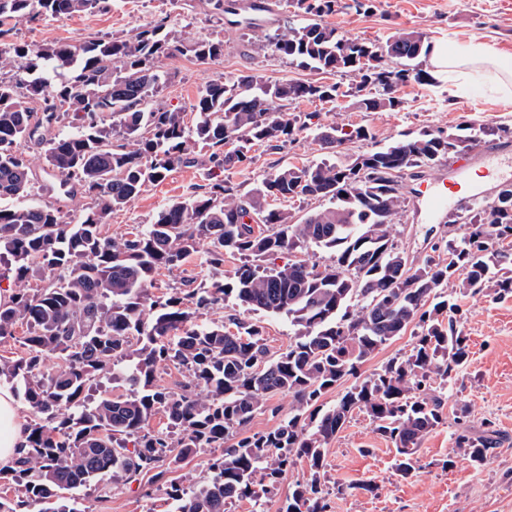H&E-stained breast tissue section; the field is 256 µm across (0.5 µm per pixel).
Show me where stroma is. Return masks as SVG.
I'll return each instance as SVG.
<instances>
[{
  "label": "stroma",
  "instance_id": "obj_1",
  "mask_svg": "<svg viewBox=\"0 0 512 512\" xmlns=\"http://www.w3.org/2000/svg\"><path fill=\"white\" fill-rule=\"evenodd\" d=\"M370 12L354 0H341L329 21L349 38L385 43L398 29L422 32L428 43L447 38L467 41L481 35L503 53L512 55V0H372ZM167 18L169 29L191 43L200 39L223 42L222 57L202 62L190 53H174L160 65L170 80L159 100L183 112L186 123H194L191 110L197 94L209 83L256 73L270 82L281 80L332 82V75L302 68L281 58L257 30L228 24L214 14L204 0H102L98 9L73 17L21 20L15 40L34 46L64 41L83 42L104 36L127 37L137 29ZM403 107L398 112H364L353 98L339 107L318 101H300L293 110L312 128L282 149L251 145L249 160L225 174L246 194L263 178L285 166H300L331 158L332 152L315 138L319 127L339 125L372 129L377 144L400 135L422 131H445L470 124L488 129L483 144L500 148V155L486 165L496 169V182H483L482 190L495 193L512 186V97H503L494 86L470 89L443 81L409 83L399 90ZM483 165V166H486ZM483 166L474 165L472 174ZM209 167L184 164L150 185L128 207L112 212L103 226L105 235L126 236L150 224L166 205L184 200L192 191L206 188ZM459 212L448 211L438 224L422 223L413 200L393 227V237L414 263L432 258L447 260L435 243L447 240L448 227L458 222ZM459 328L469 345L467 363L448 385L444 412L449 420L429 433L418 451V467L409 475L395 468V450L375 431L369 418L353 414L349 423L325 447V488L329 512H512V297L463 295ZM256 323L272 353L284 351L294 342L297 329L287 317L247 311L229 300L197 316L200 324L225 321L229 315ZM465 414L473 425L484 420L495 423L502 440L482 464L474 465L452 439L451 415ZM306 463H298L276 489L263 499L262 507L246 500L227 504L226 512H282L296 481L308 478ZM369 482L373 491L362 490ZM78 496L83 512H170L171 505L161 484L150 477L129 483L105 480L102 488L84 489Z\"/></svg>",
  "mask_w": 512,
  "mask_h": 512
}]
</instances>
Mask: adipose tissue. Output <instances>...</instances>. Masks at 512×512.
<instances>
[{
  "mask_svg": "<svg viewBox=\"0 0 512 512\" xmlns=\"http://www.w3.org/2000/svg\"><path fill=\"white\" fill-rule=\"evenodd\" d=\"M431 77L460 87L469 86L476 69L496 68L503 80L501 93L512 92V61L496 48L473 37L461 45L435 43L430 55ZM28 418L10 385L0 384V468L14 466L28 448Z\"/></svg>",
  "mask_w": 512,
  "mask_h": 512,
  "instance_id": "ef3b65f1",
  "label": "adipose tissue"
}]
</instances>
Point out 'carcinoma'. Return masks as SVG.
I'll return each instance as SVG.
<instances>
[{
    "instance_id": "cac0c4a2",
    "label": "carcinoma",
    "mask_w": 512,
    "mask_h": 512,
    "mask_svg": "<svg viewBox=\"0 0 512 512\" xmlns=\"http://www.w3.org/2000/svg\"><path fill=\"white\" fill-rule=\"evenodd\" d=\"M99 2L0 0V282L14 284L12 299L0 303V339L27 327L25 356L1 358L0 380L37 416L26 454L0 470V486L16 491L0 495V512H82L76 489L149 472L166 486L173 512H225L236 499L260 504L301 461L309 478L295 483L283 512H327L324 445L355 412L369 417L399 456V472L410 474L423 438L445 422L448 381L469 358L457 293L512 296V188L475 204L461 233L446 242V263L428 259L415 267L390 235L405 202L402 176L462 151L476 140V128L467 135H405L379 146L367 126H332L317 137L335 149L334 162L283 168L240 199L229 180L217 179L159 211L131 238L116 241L102 224L174 166L196 162L199 150L228 171L248 160L244 149L252 142L293 141L306 128L291 111L296 101L335 105L353 97L364 112L400 109L395 85L431 82L419 62L429 52L425 37L402 29L382 45L350 39L325 21L339 0H288L302 23L290 20L268 34L273 50L302 67L352 75L355 83H267L253 74L214 81L199 92L189 126L182 113L154 100L168 80L160 58L182 47L163 22L126 39L40 47L10 39L21 18L68 17ZM208 4L219 15L244 11L234 0ZM187 50L213 60L224 55V43L203 39ZM40 99L39 115L28 103ZM69 115L75 131L43 138V129ZM35 138L48 169L60 176L45 190H76L92 205L69 214L52 203L6 204L34 188L19 146ZM352 140L367 149L342 157L338 147ZM228 145L234 149L224 150ZM269 198H322L329 206L296 221L269 207ZM202 243L209 281L152 294L158 271L180 268ZM311 245L330 252V262L265 265ZM227 255L240 261L228 275ZM37 273L46 285L31 288ZM230 298L247 310L288 317L296 340L271 357L260 327L245 319L194 324L195 315ZM412 325L418 331L408 354L359 373ZM49 357L57 360L52 373L44 371ZM129 359L128 393L91 400L93 386ZM163 363L185 368L187 389L155 384ZM349 376L355 382L336 404L320 407L322 395ZM278 393L293 397L294 414L271 431L246 434L266 398ZM159 414L166 429H147ZM498 434L491 421L477 429L464 415L454 419L455 447L473 464L496 447ZM201 448L224 449L209 459L210 477L187 485L173 476L176 464Z\"/></svg>"
}]
</instances>
